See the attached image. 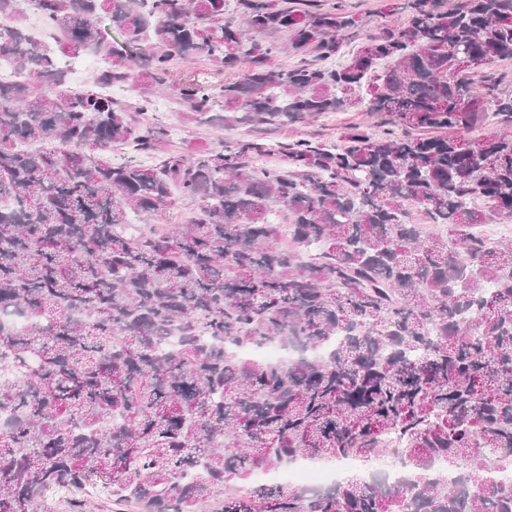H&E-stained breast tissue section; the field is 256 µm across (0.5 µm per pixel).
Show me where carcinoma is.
<instances>
[{"instance_id": "obj_1", "label": "carcinoma", "mask_w": 512, "mask_h": 512, "mask_svg": "<svg viewBox=\"0 0 512 512\" xmlns=\"http://www.w3.org/2000/svg\"><path fill=\"white\" fill-rule=\"evenodd\" d=\"M225 2L27 0L57 52L0 30V313L26 319L0 321V512L84 491L112 512H512L487 476L512 469V244L470 232L512 215V91L486 71L512 61V0H393L399 22L331 66L357 16L237 0L240 26ZM267 32L293 65L270 67ZM86 52L105 67L72 90L62 58ZM178 61L211 76L175 81ZM167 86L188 119L224 106L226 127L357 107L390 127L161 156L148 113ZM273 152L287 167L259 165ZM175 191L198 214L167 226ZM268 342L304 355L239 353ZM388 437L410 467L394 483L251 480L373 460Z\"/></svg>"}]
</instances>
